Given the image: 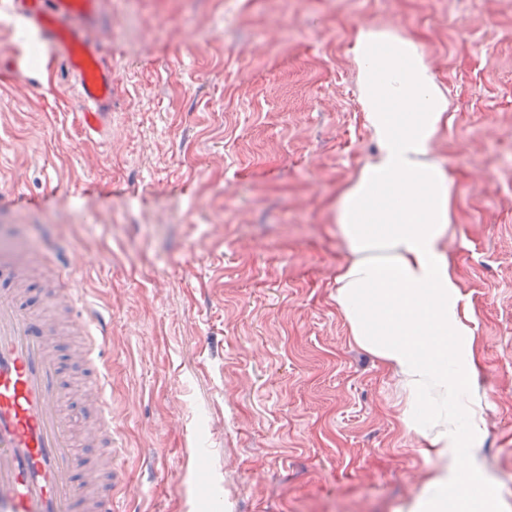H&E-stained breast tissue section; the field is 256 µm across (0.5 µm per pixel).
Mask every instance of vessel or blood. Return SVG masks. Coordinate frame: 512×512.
Wrapping results in <instances>:
<instances>
[{
	"mask_svg": "<svg viewBox=\"0 0 512 512\" xmlns=\"http://www.w3.org/2000/svg\"><path fill=\"white\" fill-rule=\"evenodd\" d=\"M47 56L62 61L82 100L89 137L106 135L112 70L92 35L98 0H6ZM67 304L83 338L79 362L95 426L88 442L112 446V400L103 349L109 331L78 285L76 267L61 268L24 242L0 239V512H115L118 472L85 477L72 426L61 405L63 376L41 311Z\"/></svg>",
	"mask_w": 512,
	"mask_h": 512,
	"instance_id": "obj_1",
	"label": "vessel or blood"
}]
</instances>
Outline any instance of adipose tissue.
<instances>
[{
    "label": "adipose tissue",
    "mask_w": 512,
    "mask_h": 512,
    "mask_svg": "<svg viewBox=\"0 0 512 512\" xmlns=\"http://www.w3.org/2000/svg\"><path fill=\"white\" fill-rule=\"evenodd\" d=\"M354 53L378 152L336 204V307L352 341L392 372L401 422L435 462L411 512H502L465 459L485 419L469 388L475 324L449 255L451 178L434 154L448 102L411 39L363 28Z\"/></svg>",
    "instance_id": "adipose-tissue-1"
}]
</instances>
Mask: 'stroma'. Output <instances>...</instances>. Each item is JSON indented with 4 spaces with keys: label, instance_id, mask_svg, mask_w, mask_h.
Instances as JSON below:
<instances>
[{
    "label": "stroma",
    "instance_id": "1",
    "mask_svg": "<svg viewBox=\"0 0 512 512\" xmlns=\"http://www.w3.org/2000/svg\"><path fill=\"white\" fill-rule=\"evenodd\" d=\"M413 39L448 98L437 158L476 324L475 456L512 507V0H100L104 141L0 8V233L80 266L110 311L123 512H408L430 461L333 298L336 200L376 145L353 47Z\"/></svg>",
    "mask_w": 512,
    "mask_h": 512
}]
</instances>
